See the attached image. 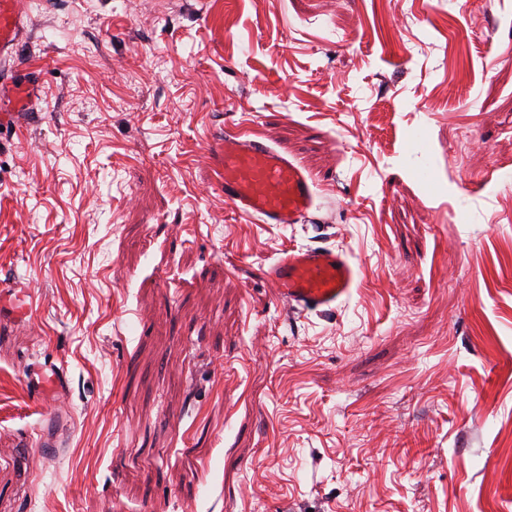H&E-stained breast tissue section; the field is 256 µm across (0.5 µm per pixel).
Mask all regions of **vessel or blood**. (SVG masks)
Masks as SVG:
<instances>
[{
	"label": "vessel or blood",
	"mask_w": 512,
	"mask_h": 512,
	"mask_svg": "<svg viewBox=\"0 0 512 512\" xmlns=\"http://www.w3.org/2000/svg\"><path fill=\"white\" fill-rule=\"evenodd\" d=\"M26 29L19 0H0V60L14 56ZM11 94V104L0 110V130L16 127L23 113L35 107L27 83L0 75V92ZM224 201L236 213L264 224H300L317 207L315 180L287 154L259 137L228 134L222 146ZM278 296L303 312H327L348 298L358 285L359 271L342 252L325 247L288 251L266 271ZM35 396L50 390L65 395L69 381L64 368L40 372L31 384Z\"/></svg>",
	"instance_id": "b4317fda"
}]
</instances>
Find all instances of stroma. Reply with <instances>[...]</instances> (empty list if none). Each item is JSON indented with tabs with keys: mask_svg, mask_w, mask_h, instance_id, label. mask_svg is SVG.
Listing matches in <instances>:
<instances>
[{
	"mask_svg": "<svg viewBox=\"0 0 512 512\" xmlns=\"http://www.w3.org/2000/svg\"><path fill=\"white\" fill-rule=\"evenodd\" d=\"M23 5L0 512H512V0ZM238 129L310 171L314 222L225 204ZM303 246L361 270L334 312L266 278ZM50 373L45 372L42 368L36 373L39 376V380L34 377V373L31 374L30 382L34 396L42 398L45 390H51L59 396H64L69 391V381L66 370L61 367L48 365Z\"/></svg>",
	"mask_w": 512,
	"mask_h": 512,
	"instance_id": "1",
	"label": "stroma"
}]
</instances>
